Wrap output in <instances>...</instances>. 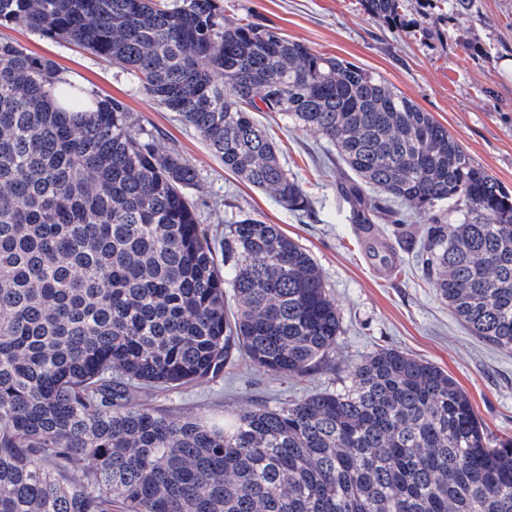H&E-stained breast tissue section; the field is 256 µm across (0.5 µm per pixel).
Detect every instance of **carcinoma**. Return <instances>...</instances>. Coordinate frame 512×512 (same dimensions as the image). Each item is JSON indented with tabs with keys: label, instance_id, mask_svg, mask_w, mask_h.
Here are the masks:
<instances>
[{
	"label": "carcinoma",
	"instance_id": "cac0c4a2",
	"mask_svg": "<svg viewBox=\"0 0 512 512\" xmlns=\"http://www.w3.org/2000/svg\"><path fill=\"white\" fill-rule=\"evenodd\" d=\"M362 2L401 26L400 0ZM9 25L119 64L292 211L306 196L254 113L320 133L351 173L355 223L400 225L395 203L427 215L432 287L512 353V192L383 77L230 21L221 0H0ZM197 181L123 101L0 39V512H512V439H489L448 373L399 350L222 426L154 406L239 357L307 374L343 330L278 225L240 216L216 256L185 193Z\"/></svg>",
	"mask_w": 512,
	"mask_h": 512
}]
</instances>
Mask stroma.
<instances>
[{
  "mask_svg": "<svg viewBox=\"0 0 512 512\" xmlns=\"http://www.w3.org/2000/svg\"><path fill=\"white\" fill-rule=\"evenodd\" d=\"M233 21L277 28L318 53L337 56L384 77L445 126L473 159L512 191V0H473L470 15L427 0H405L404 25L391 29L365 13L361 0H223ZM0 37L53 59L61 70L102 97L128 106L138 125L180 151L198 173L189 195L208 201L201 219L213 240L232 217L248 213L279 225L312 255L343 317V332L326 364L306 377H272L244 362L223 379L159 393L155 404L173 417L216 421L257 404L276 405L316 390H338L352 365L392 348L448 372L467 394L486 432L512 436V353L472 336L423 277L416 251L421 214L402 229L382 223L376 236L394 254L392 265L371 256L343 196L336 149L316 131L275 112L256 113L280 160L306 193L310 207L292 212L269 193L225 171L223 162L175 113L153 104L118 66L63 41L20 26Z\"/></svg>",
  "mask_w": 512,
  "mask_h": 512,
  "instance_id": "stroma-1",
  "label": "stroma"
}]
</instances>
